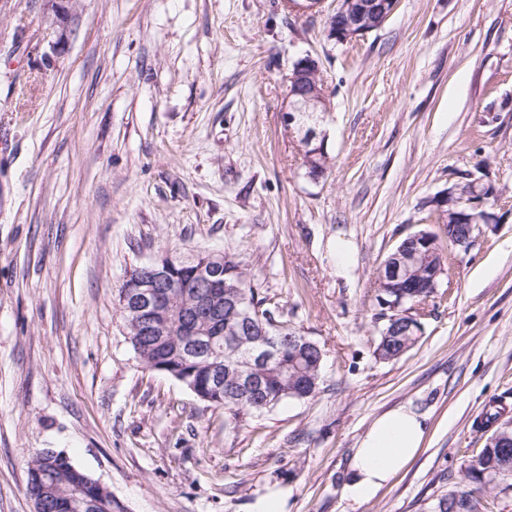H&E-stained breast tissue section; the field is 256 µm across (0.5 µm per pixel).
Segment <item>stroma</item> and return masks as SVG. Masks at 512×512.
Segmentation results:
<instances>
[{
  "mask_svg": "<svg viewBox=\"0 0 512 512\" xmlns=\"http://www.w3.org/2000/svg\"><path fill=\"white\" fill-rule=\"evenodd\" d=\"M281 0H0V512H33L46 448L116 512H428L489 420L512 421V0H398L347 43ZM314 57L331 108L311 178L287 78ZM494 218L393 361L374 285L463 173ZM348 260L336 264V248ZM232 251L280 320L324 353L319 392L232 426L146 369L118 310L134 267ZM426 418L419 454L371 500L345 493L382 413ZM386 329L387 327H385L384 330ZM384 330L380 332L374 354L379 360L391 361L399 358L417 342L419 334L422 331V324L415 325L413 329L407 333L408 336H387L388 333L384 335ZM402 347H404L403 350H401Z\"/></svg>",
  "mask_w": 512,
  "mask_h": 512,
  "instance_id": "stroma-1",
  "label": "stroma"
}]
</instances>
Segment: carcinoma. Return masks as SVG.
Returning <instances> with one entry per match:
<instances>
[{
	"instance_id": "obj_1",
	"label": "carcinoma",
	"mask_w": 512,
	"mask_h": 512,
	"mask_svg": "<svg viewBox=\"0 0 512 512\" xmlns=\"http://www.w3.org/2000/svg\"><path fill=\"white\" fill-rule=\"evenodd\" d=\"M224 282L236 284L239 298L237 308L226 304L225 298L216 303L215 322L227 326L249 320L262 323L275 337L283 349L280 363L271 366H255V386L244 394L240 392V373L250 369L243 360L252 346V337L245 335L238 343L241 353L230 355L228 336L206 337L209 355L205 358L190 356V337L171 336L163 342L148 336L141 330L127 327L130 343L143 365L151 369L165 365V374L181 382L198 398L228 412L234 423L242 422L245 415L262 413L288 399H307L319 390L322 362L302 342L293 343L289 337L299 332L288 327L284 321L276 320L274 311L265 307V300L259 297L258 289L243 261L235 253L225 251ZM211 289L189 288L174 291V307L191 313L208 303ZM422 325H416L406 336L380 335L374 354L383 361L399 358L403 350L411 348L419 338ZM47 454L40 451L26 461L27 493L39 492L40 475L48 470L55 474L56 491L46 498L45 512H89L77 506L70 494L77 476L69 464L55 461L44 464ZM463 489L452 490L434 500L430 505L433 512H473L483 500L494 499L499 493L512 486V461L500 456V449L485 447L476 459L464 468Z\"/></svg>"
}]
</instances>
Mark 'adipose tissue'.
I'll return each mask as SVG.
<instances>
[{"label":"adipose tissue","mask_w":512,"mask_h":512,"mask_svg":"<svg viewBox=\"0 0 512 512\" xmlns=\"http://www.w3.org/2000/svg\"><path fill=\"white\" fill-rule=\"evenodd\" d=\"M425 428L424 417L407 407L375 419L354 450L347 496L356 501L373 498L416 455Z\"/></svg>","instance_id":"adipose-tissue-1"}]
</instances>
